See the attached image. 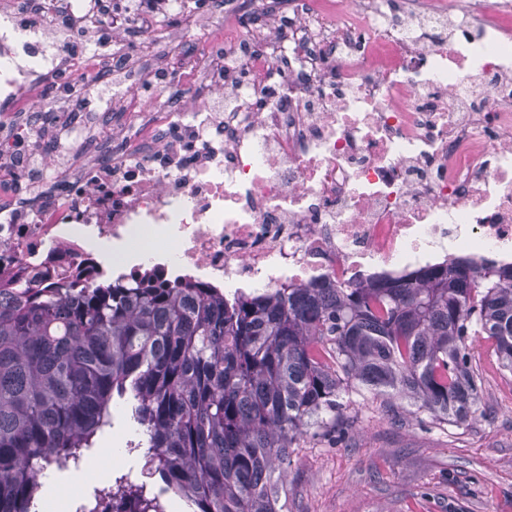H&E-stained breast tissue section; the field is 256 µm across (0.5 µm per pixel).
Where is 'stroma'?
Here are the masks:
<instances>
[{
    "instance_id": "1",
    "label": "stroma",
    "mask_w": 512,
    "mask_h": 512,
    "mask_svg": "<svg viewBox=\"0 0 512 512\" xmlns=\"http://www.w3.org/2000/svg\"><path fill=\"white\" fill-rule=\"evenodd\" d=\"M473 364L475 422L423 426L369 396L350 407L336 444L291 449L288 512H512V375L479 343Z\"/></svg>"
}]
</instances>
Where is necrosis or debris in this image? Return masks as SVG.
I'll return each mask as SVG.
<instances>
[{"label":"necrosis or debris","instance_id":"necrosis-or-debris-1","mask_svg":"<svg viewBox=\"0 0 512 512\" xmlns=\"http://www.w3.org/2000/svg\"><path fill=\"white\" fill-rule=\"evenodd\" d=\"M0 0V104L31 82L41 136L0 138V301L29 285L74 295L141 281L197 283L232 300L326 280L342 287L464 255L512 264V0H296L255 29L265 0H225L223 43L187 17L179 68L142 67L150 111L104 96L112 46L154 0ZM123 112L102 141L67 99ZM234 111H224V104ZM38 178L11 169L15 142Z\"/></svg>","mask_w":512,"mask_h":512}]
</instances>
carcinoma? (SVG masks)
<instances>
[{"instance_id": "obj_1", "label": "carcinoma", "mask_w": 512, "mask_h": 512, "mask_svg": "<svg viewBox=\"0 0 512 512\" xmlns=\"http://www.w3.org/2000/svg\"><path fill=\"white\" fill-rule=\"evenodd\" d=\"M484 341L512 373V266L465 258L227 301L141 282L0 304V512H42L50 468L79 465L123 408L139 435L123 474L80 512H288L290 449L337 440L351 396L432 424L478 418ZM159 478L160 491L149 481Z\"/></svg>"}]
</instances>
